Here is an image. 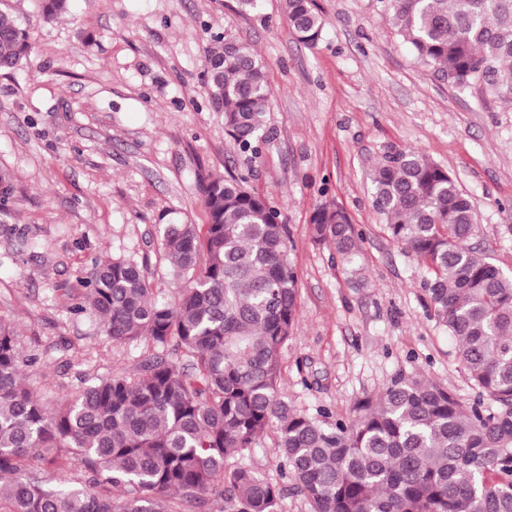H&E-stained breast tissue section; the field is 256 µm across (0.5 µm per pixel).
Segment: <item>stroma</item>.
Segmentation results:
<instances>
[{
  "label": "stroma",
  "instance_id": "obj_1",
  "mask_svg": "<svg viewBox=\"0 0 512 512\" xmlns=\"http://www.w3.org/2000/svg\"><path fill=\"white\" fill-rule=\"evenodd\" d=\"M317 45L298 42L282 0H73L44 21L40 0H0L29 34L21 69L0 72V320L37 355L36 390L54 406L79 386L130 373L152 344L112 343L73 314L97 258H155L160 225L207 221L200 181L234 174L274 200L299 278L297 325L278 393L308 413L353 417L396 372L464 404L478 398L434 317L428 273L388 236L369 171L388 149L445 168L478 215L474 246L512 273V107L448 85L389 22L387 0H316ZM230 36L262 57L273 96L269 143L244 152L204 85L206 52ZM363 233L357 262L312 241L323 204Z\"/></svg>",
  "mask_w": 512,
  "mask_h": 512
}]
</instances>
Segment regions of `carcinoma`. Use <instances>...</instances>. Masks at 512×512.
I'll return each mask as SVG.
<instances>
[{
	"label": "carcinoma",
	"mask_w": 512,
	"mask_h": 512,
	"mask_svg": "<svg viewBox=\"0 0 512 512\" xmlns=\"http://www.w3.org/2000/svg\"><path fill=\"white\" fill-rule=\"evenodd\" d=\"M296 39L317 44L316 0H285ZM44 21L69 0H41ZM389 19L417 60L483 100L512 104V0H388ZM31 49L0 11V70ZM206 89L242 151L267 141L271 92L262 59L232 37L206 54ZM390 238L426 266L434 316L457 344L467 379L497 403L464 405L421 377L396 373L349 421L330 422L278 397L280 352L297 321L298 277L275 202L243 177L201 180L206 224L160 225L149 262L97 258L73 307L114 342L148 338L132 375L82 386L50 409L37 397L36 360L22 359L0 320V512H278L283 488L242 464L267 430L311 512H512V276L468 241L472 201L425 154L391 149L370 174ZM312 239L354 258L360 235L334 204L310 220ZM231 459L240 461L227 467ZM78 463L83 477L72 474ZM53 469L58 485L41 472Z\"/></svg>",
	"instance_id": "cac0c4a2"
}]
</instances>
